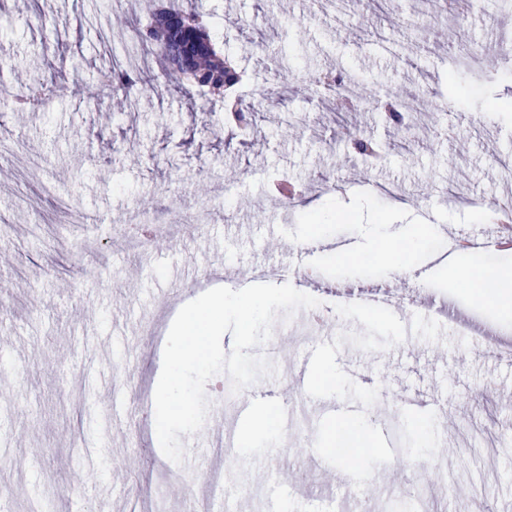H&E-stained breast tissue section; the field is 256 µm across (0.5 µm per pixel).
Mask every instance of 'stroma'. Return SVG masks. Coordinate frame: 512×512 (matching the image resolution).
Wrapping results in <instances>:
<instances>
[{"label":"stroma","instance_id":"stroma-1","mask_svg":"<svg viewBox=\"0 0 512 512\" xmlns=\"http://www.w3.org/2000/svg\"><path fill=\"white\" fill-rule=\"evenodd\" d=\"M197 2L253 92V134L230 124L203 133L200 98L178 92L134 41L154 0H0L9 54L0 78L14 93L40 79L50 93L44 109L0 106V251L13 256L0 267V337L13 341L0 353V434L13 433L25 451L21 466L0 459L11 512H180L181 495L159 475L167 459L151 417L176 317L163 294L220 265L225 287L243 289L253 270L275 266L276 284L320 301L277 319L255 352L278 375L252 391L277 393L307 358L332 366L336 380L313 378L280 396L274 435L239 449L236 472L204 433L183 437L179 471L211 512H270L279 489L291 492L281 512H345L350 488L310 471L312 448L371 479L366 512H411L405 496L421 472L432 512H456L439 476L441 448L460 460L453 478L472 488V512H512V359L490 358L475 334L450 330L437 312L341 297L418 290L512 343V317L465 284L448 287L437 255L449 237L481 239L489 229L461 198L498 199L512 180L500 169L512 158V51L498 49L512 0H468L427 29L422 0ZM466 38L497 58L479 66L475 85L454 87ZM133 57L145 81L135 104L111 86ZM338 74L356 78L348 96L313 91L312 79ZM436 97L447 111L432 110ZM400 98L411 109L397 125L385 108ZM351 134L379 143L378 157L347 149ZM284 185L293 205L281 202ZM417 228L419 286L386 276L367 255L371 235ZM407 392L434 400V411H406ZM206 394L207 426L245 435L254 416L229 377H213ZM339 405L355 409L364 450L356 467L328 443ZM85 445L94 467L79 452ZM279 454L289 459L283 472L272 466Z\"/></svg>","mask_w":512,"mask_h":512}]
</instances>
